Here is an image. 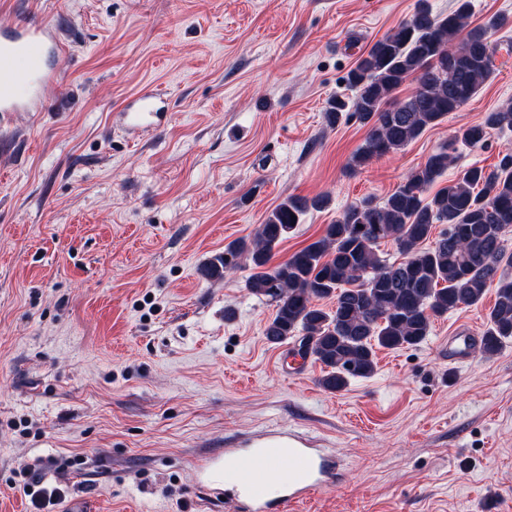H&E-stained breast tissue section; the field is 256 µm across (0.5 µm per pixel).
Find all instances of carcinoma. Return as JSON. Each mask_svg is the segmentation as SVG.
Here are the masks:
<instances>
[{
	"label": "carcinoma",
	"mask_w": 512,
	"mask_h": 512,
	"mask_svg": "<svg viewBox=\"0 0 512 512\" xmlns=\"http://www.w3.org/2000/svg\"><path fill=\"white\" fill-rule=\"evenodd\" d=\"M471 2L457 0L436 16L419 0L412 18L377 40L348 74L356 89L354 115L369 126L351 158L361 167L395 153L426 129L457 111L489 80L492 45L488 29L470 27ZM462 40H457L461 32ZM416 90L404 100L394 94L410 76ZM347 103L333 99L326 119L337 124ZM512 129V103L458 129L453 139L411 169L383 203L363 199L345 208L323 234L287 260L272 264L275 248L310 209L327 197H287L273 208L254 236L229 243L203 270L222 278L243 265L247 288L270 298L274 313L264 335L273 345L293 339L297 353L322 365L320 384L330 392L350 380L368 378L376 350L422 343L435 318L482 302L497 281L495 300L480 340L486 357L512 339V149L492 171L471 165L449 185L429 189L456 161L457 142L481 145L492 130ZM445 228L436 231V225ZM390 240L402 256L390 262L377 254ZM335 299L329 309L319 301Z\"/></svg>",
	"instance_id": "obj_1"
}]
</instances>
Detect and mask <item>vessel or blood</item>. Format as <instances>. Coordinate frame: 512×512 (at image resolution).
<instances>
[{
  "mask_svg": "<svg viewBox=\"0 0 512 512\" xmlns=\"http://www.w3.org/2000/svg\"><path fill=\"white\" fill-rule=\"evenodd\" d=\"M63 52L62 39L46 23L19 25L0 33V119L40 110L42 88L56 77L50 59ZM166 101L162 91L142 92L122 114L126 128L139 131L157 127ZM224 459L235 470L248 512H269L275 503L285 507L299 503L333 478L324 455L301 440L285 446L267 441L249 448H231Z\"/></svg>",
  "mask_w": 512,
  "mask_h": 512,
  "instance_id": "b4317fda",
  "label": "vessel or blood"
}]
</instances>
